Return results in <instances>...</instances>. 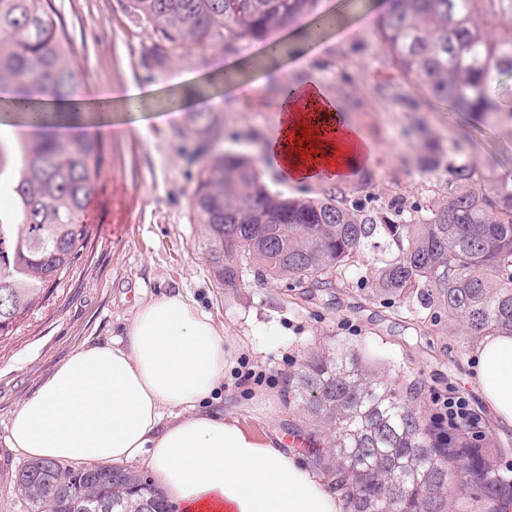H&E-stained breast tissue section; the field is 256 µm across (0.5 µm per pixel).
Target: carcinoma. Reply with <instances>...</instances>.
Returning a JSON list of instances; mask_svg holds the SVG:
<instances>
[{
  "instance_id": "carcinoma-1",
  "label": "carcinoma",
  "mask_w": 512,
  "mask_h": 512,
  "mask_svg": "<svg viewBox=\"0 0 512 512\" xmlns=\"http://www.w3.org/2000/svg\"><path fill=\"white\" fill-rule=\"evenodd\" d=\"M321 0H129L149 29L145 58L173 47L235 51L302 15L327 25ZM52 0H0V106L36 93L81 90L82 70ZM376 37L419 93L453 112L512 119L487 84L512 73V0H384ZM105 166L99 136L0 138V337L33 313L72 270L88 241L84 218ZM442 199L409 213L347 203L330 186L318 198L271 192L252 160L220 150L197 174L194 207L209 262L226 288L254 272L274 281L330 284L365 249L387 256L375 293L448 315L472 339L512 336V185L462 160ZM288 401L332 436L327 469L347 512H445L455 479L480 497L475 512H512V476L471 444L464 427L443 438L405 399L372 379L356 352L312 354L288 378ZM17 490L31 512H168L146 476L99 465L89 472L28 460Z\"/></svg>"
}]
</instances>
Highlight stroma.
<instances>
[{"label": "stroma", "mask_w": 512, "mask_h": 512, "mask_svg": "<svg viewBox=\"0 0 512 512\" xmlns=\"http://www.w3.org/2000/svg\"><path fill=\"white\" fill-rule=\"evenodd\" d=\"M85 74V95L129 84L152 88L141 118L105 137L108 163L86 220L89 239L70 276L13 334L0 338V512H29L16 489L23 463L7 446L9 420L51 371L87 344L124 337L140 305L176 292L192 298L226 336L224 385L213 408L256 434L306 440L300 451L327 452L323 429L288 403V376L314 351L358 352L378 381L415 398L424 419L436 420L432 394L465 398L478 418L480 447L494 450L499 469H512V428L484 402L472 368L475 342L447 319L417 314L411 303L376 294L370 277L377 252L361 253L327 286L265 280L251 274L238 287L219 283L208 261L204 228L193 208L199 169L216 149L241 152L261 165L268 188L316 196L319 183L295 185L265 165L262 146L277 124L280 79H317L345 117L371 139L377 164L353 174L341 190L379 208L425 206L446 190L449 167L469 159L488 177L512 176V120L490 123L467 112L445 113L442 103L414 91L390 64L373 35L374 11L365 0H343L349 33L319 31L301 17L318 50L304 66L267 78L255 94L211 87V105L180 118L164 117L176 79L252 60L255 46L235 54L175 48L160 62L145 60L149 31L128 0H54ZM441 164L421 158L427 147ZM255 380L242 382L245 371Z\"/></svg>", "instance_id": "stroma-1"}]
</instances>
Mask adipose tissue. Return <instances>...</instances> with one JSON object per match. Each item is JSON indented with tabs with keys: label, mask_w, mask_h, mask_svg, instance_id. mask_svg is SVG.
Wrapping results in <instances>:
<instances>
[{
	"label": "adipose tissue",
	"mask_w": 512,
	"mask_h": 512,
	"mask_svg": "<svg viewBox=\"0 0 512 512\" xmlns=\"http://www.w3.org/2000/svg\"><path fill=\"white\" fill-rule=\"evenodd\" d=\"M309 109L280 117L264 153L296 183L348 181L370 138L346 122L317 82L292 84ZM146 90L130 84L65 107L82 112L73 134L108 136L116 110L140 112ZM475 382L496 418L512 428V336L487 337L474 353ZM224 331L176 293L143 304L123 339L83 347L21 402L8 446L28 459L83 466L145 459L170 512H342L278 438L205 409L224 384Z\"/></svg>",
	"instance_id": "adipose-tissue-1"
}]
</instances>
